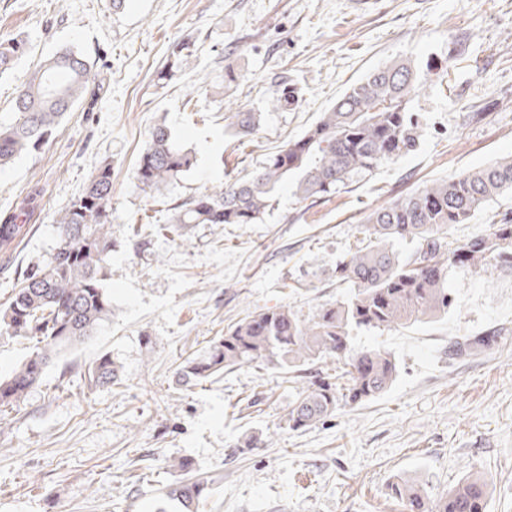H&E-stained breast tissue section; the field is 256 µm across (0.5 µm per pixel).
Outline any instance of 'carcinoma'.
<instances>
[{
    "instance_id": "carcinoma-1",
    "label": "carcinoma",
    "mask_w": 512,
    "mask_h": 512,
    "mask_svg": "<svg viewBox=\"0 0 512 512\" xmlns=\"http://www.w3.org/2000/svg\"><path fill=\"white\" fill-rule=\"evenodd\" d=\"M26 49L23 40L0 39V74ZM92 77V65L70 48L41 61L18 90L16 121L0 126V167L39 148L82 99ZM421 87L410 60L372 70L250 179L184 201L174 208L169 223L178 231L187 224H253L289 179L302 201L326 197L415 151L423 123L410 102ZM299 102L290 83L279 86L270 99L275 109L295 108ZM259 120L258 112L239 109L233 114V125L242 134L255 131ZM194 164L192 152L174 141L166 125L156 124L137 160L138 186L160 194ZM508 191L512 155L373 209L360 246L336 266V280L352 288L346 300L324 304L306 319L285 307L253 312L209 340L203 352L185 357L178 367V384L198 386L244 365L286 366L301 382L285 419L291 431L315 426L343 404L357 406L380 396L396 380L397 362L380 348L351 353L350 332H384L447 313L454 303L448 288L451 267L476 272L495 262L512 269V211L501 214L482 235L448 241L452 225L466 223L476 210ZM111 200L112 166L105 162L62 211L59 239L48 260L24 270L9 303L0 305V336L32 342V352L0 378V412L18 406L62 350L92 336L112 313L104 288L112 252ZM22 216H30L23 207L0 215L1 248L20 236ZM407 240L414 250L402 258L395 244ZM496 343L495 333L475 336L451 343L449 352L463 356ZM327 359L336 361L335 373L304 375ZM83 377L95 388L116 384L119 366L111 353L103 352L83 369ZM173 467L184 478L166 496L184 512H197L209 494V481L188 458L174 461ZM392 491L406 512H486L487 507L488 483L480 475L461 479L433 506L423 489L408 481L394 484Z\"/></svg>"
}]
</instances>
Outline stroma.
Wrapping results in <instances>:
<instances>
[{"label": "stroma", "instance_id": "stroma-1", "mask_svg": "<svg viewBox=\"0 0 512 512\" xmlns=\"http://www.w3.org/2000/svg\"><path fill=\"white\" fill-rule=\"evenodd\" d=\"M2 38L28 50L0 77V126L17 118L18 86L61 47L88 57L98 79L46 143L0 170V213L37 196L24 237L0 249V304L23 270L47 261L60 213L106 161L113 246L108 320L0 418V512H181L165 496L182 479L180 457L213 482L199 512H404L394 482L423 485L434 503L472 474L489 482L487 512H512L507 268L451 270L445 316L353 331L352 350L389 351L399 374L379 397L306 431L283 427L295 398L287 370L246 365L190 389L175 383L182 357L247 314L283 306L305 318L345 299L336 265L374 208L512 154V0H125L118 10L111 0H0ZM180 46L193 69H170ZM400 59L423 83L411 101L426 123L416 151L313 203L284 185L253 224L173 232L174 206L258 170L349 85ZM229 67L239 79L228 85ZM284 81L299 107L267 109ZM239 108L260 113L253 135H236ZM161 122L196 162L152 196L135 167ZM509 210L512 192L448 238L484 234ZM494 330L492 349L449 356L450 342ZM106 351L121 382L89 387L80 370Z\"/></svg>", "mask_w": 512, "mask_h": 512}]
</instances>
